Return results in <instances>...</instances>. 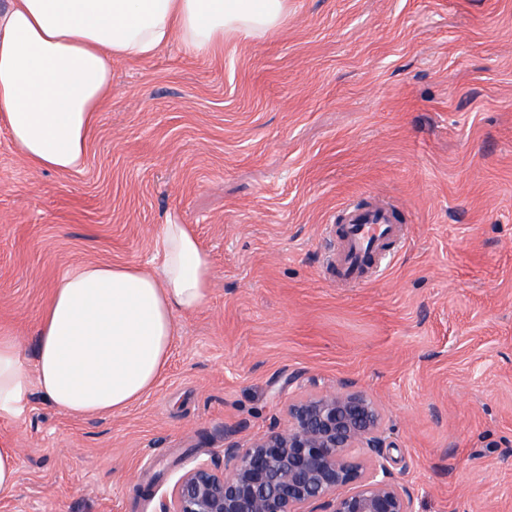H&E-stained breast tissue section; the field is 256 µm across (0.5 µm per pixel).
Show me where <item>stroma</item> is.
Returning a JSON list of instances; mask_svg holds the SVG:
<instances>
[{"label":"stroma","instance_id":"35a3bbf8","mask_svg":"<svg viewBox=\"0 0 512 512\" xmlns=\"http://www.w3.org/2000/svg\"><path fill=\"white\" fill-rule=\"evenodd\" d=\"M370 199L406 243L355 286L321 232ZM173 223L213 287L162 379L112 416L36 395L0 420L19 465L0 512H156L344 382L381 406L416 512H512V0H290L275 31L113 59L78 173L31 168L0 127V326L25 363L56 280L149 264Z\"/></svg>","mask_w":512,"mask_h":512}]
</instances>
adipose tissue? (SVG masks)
<instances>
[{
  "instance_id": "obj_1",
  "label": "adipose tissue",
  "mask_w": 512,
  "mask_h": 512,
  "mask_svg": "<svg viewBox=\"0 0 512 512\" xmlns=\"http://www.w3.org/2000/svg\"><path fill=\"white\" fill-rule=\"evenodd\" d=\"M287 18L288 0H10L0 10V125L32 168L81 171L113 58H145L174 39L206 51ZM211 279L186 224L161 225L149 266L74 267L52 287L34 370L0 327V419L24 417L36 389L74 417L126 410L157 386L177 314L207 300Z\"/></svg>"
}]
</instances>
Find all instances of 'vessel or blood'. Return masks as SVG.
I'll return each mask as SVG.
<instances>
[{
    "mask_svg": "<svg viewBox=\"0 0 512 512\" xmlns=\"http://www.w3.org/2000/svg\"><path fill=\"white\" fill-rule=\"evenodd\" d=\"M342 250L335 259L338 277L356 284L367 283L389 255L392 243L404 233L393 209L347 205L336 221Z\"/></svg>",
    "mask_w": 512,
    "mask_h": 512,
    "instance_id": "obj_1",
    "label": "vessel or blood"
}]
</instances>
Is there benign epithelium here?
Wrapping results in <instances>:
<instances>
[{"mask_svg": "<svg viewBox=\"0 0 512 512\" xmlns=\"http://www.w3.org/2000/svg\"><path fill=\"white\" fill-rule=\"evenodd\" d=\"M393 447L379 406L342 383L288 405V425L224 448V469L197 463L159 512H415L382 449ZM371 452L366 466L348 452Z\"/></svg>", "mask_w": 512, "mask_h": 512, "instance_id": "obj_1", "label": "benign epithelium"}]
</instances>
